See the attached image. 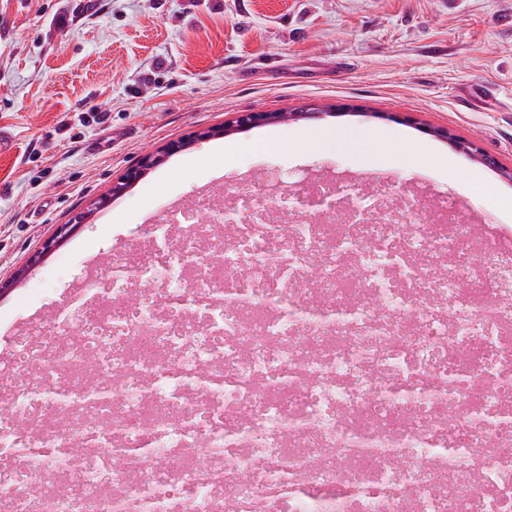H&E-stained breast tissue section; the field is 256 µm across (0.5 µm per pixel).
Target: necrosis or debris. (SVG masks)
<instances>
[{
    "label": "necrosis or debris",
    "mask_w": 512,
    "mask_h": 512,
    "mask_svg": "<svg viewBox=\"0 0 512 512\" xmlns=\"http://www.w3.org/2000/svg\"><path fill=\"white\" fill-rule=\"evenodd\" d=\"M207 190L0 357V512H512V244Z\"/></svg>",
    "instance_id": "1"
}]
</instances>
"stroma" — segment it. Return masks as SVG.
<instances>
[{"label":"stroma","mask_w":512,"mask_h":512,"mask_svg":"<svg viewBox=\"0 0 512 512\" xmlns=\"http://www.w3.org/2000/svg\"><path fill=\"white\" fill-rule=\"evenodd\" d=\"M66 14L56 28L53 17ZM325 114L198 139L250 112ZM130 130L113 149L83 145L104 128ZM0 280L32 254L40 263L0 294V352L39 334L66 307L75 273L130 245L165 207L201 187L258 191L257 170L291 184L336 177L388 185L428 202L445 196L476 223L512 225L496 195L512 196V0H0ZM373 128L370 165L336 151L296 149L304 131ZM438 128L452 137L435 136ZM429 146V159L392 148L390 135ZM250 149H243V142ZM470 141L497 168L455 144ZM181 148L125 194L114 183L147 153ZM452 158L450 179L439 157ZM480 170L487 197L463 179ZM92 216L51 251L46 241L89 202Z\"/></svg>","instance_id":"35a3bbf8"}]
</instances>
